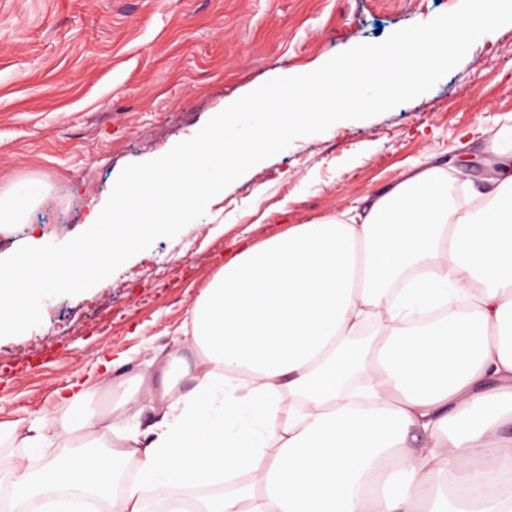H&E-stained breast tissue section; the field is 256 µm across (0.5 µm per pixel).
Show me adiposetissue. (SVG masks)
<instances>
[{"mask_svg":"<svg viewBox=\"0 0 512 512\" xmlns=\"http://www.w3.org/2000/svg\"><path fill=\"white\" fill-rule=\"evenodd\" d=\"M417 164L350 220L295 224L239 248L196 298L187 341L144 400L152 438L103 443L80 420L39 469H0V512H148L145 489L249 480L167 512H512V166L481 212ZM467 299L414 329L415 303Z\"/></svg>","mask_w":512,"mask_h":512,"instance_id":"ef3b65f1","label":"adipose tissue"}]
</instances>
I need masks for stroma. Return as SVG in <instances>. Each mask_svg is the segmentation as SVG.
Masks as SVG:
<instances>
[{
  "instance_id": "obj_1",
  "label": "stroma",
  "mask_w": 512,
  "mask_h": 512,
  "mask_svg": "<svg viewBox=\"0 0 512 512\" xmlns=\"http://www.w3.org/2000/svg\"><path fill=\"white\" fill-rule=\"evenodd\" d=\"M460 0H0V194L36 198L33 224L63 244L105 205L122 169L166 154L261 84L455 10ZM475 168L459 171L460 157ZM512 156V23L480 36L432 89L364 120L302 136L108 278L41 303L39 325L0 337V426L47 424L40 447L0 442V467L38 468L79 419L145 432L124 407L184 339L193 302L235 241L259 242L383 192L429 162L463 195Z\"/></svg>"
}]
</instances>
